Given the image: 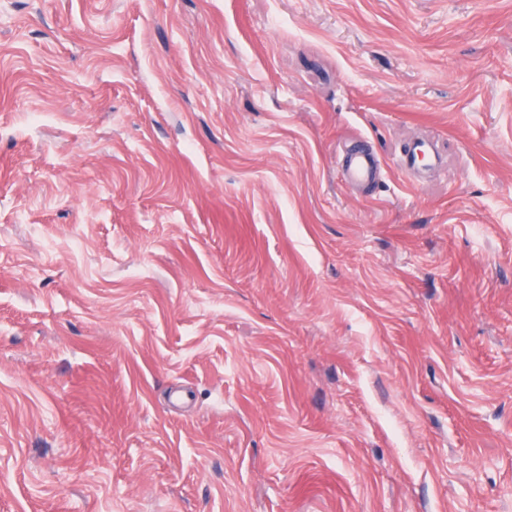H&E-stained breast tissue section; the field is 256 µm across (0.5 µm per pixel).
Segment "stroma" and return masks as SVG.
I'll list each match as a JSON object with an SVG mask.
<instances>
[{
  "label": "stroma",
  "instance_id": "1",
  "mask_svg": "<svg viewBox=\"0 0 512 512\" xmlns=\"http://www.w3.org/2000/svg\"><path fill=\"white\" fill-rule=\"evenodd\" d=\"M0 512H512V0H0ZM342 164L339 175L350 187L375 188L385 177L380 158L366 145L347 146L340 150Z\"/></svg>",
  "mask_w": 512,
  "mask_h": 512
}]
</instances>
